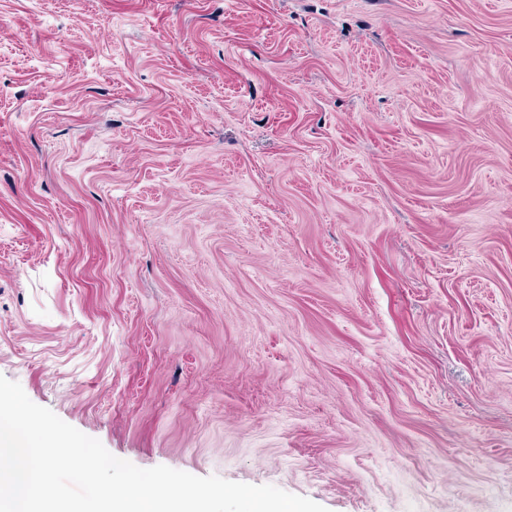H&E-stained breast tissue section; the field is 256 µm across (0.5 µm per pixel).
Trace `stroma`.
<instances>
[{
  "label": "stroma",
  "instance_id": "1",
  "mask_svg": "<svg viewBox=\"0 0 512 512\" xmlns=\"http://www.w3.org/2000/svg\"><path fill=\"white\" fill-rule=\"evenodd\" d=\"M0 375L141 468L512 512V0H0Z\"/></svg>",
  "mask_w": 512,
  "mask_h": 512
}]
</instances>
